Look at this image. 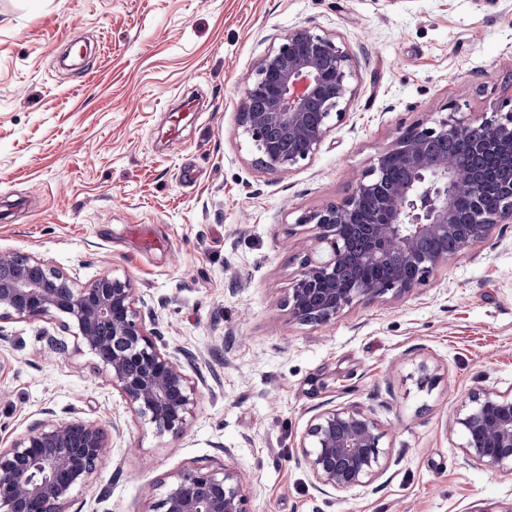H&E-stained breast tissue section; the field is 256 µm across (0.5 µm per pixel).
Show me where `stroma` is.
<instances>
[{
	"label": "stroma",
	"mask_w": 512,
	"mask_h": 512,
	"mask_svg": "<svg viewBox=\"0 0 512 512\" xmlns=\"http://www.w3.org/2000/svg\"><path fill=\"white\" fill-rule=\"evenodd\" d=\"M301 25L349 47L355 95L311 159L270 173L237 125L240 91ZM450 109L512 110V0H0V252L44 260L76 288L128 278L159 349L197 387L186 431L157 434L56 320L4 319L0 445L48 408L118 424L69 512H143L161 478L202 465L245 474L250 512L511 502L512 477L467 461L448 428L472 391L512 390V223L404 297L330 324H298L286 305L302 261L325 251L301 216ZM325 405L381 425L375 482L313 488L295 445Z\"/></svg>",
	"instance_id": "obj_1"
}]
</instances>
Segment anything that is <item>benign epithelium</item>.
I'll return each instance as SVG.
<instances>
[{
    "label": "benign epithelium",
    "instance_id": "obj_1",
    "mask_svg": "<svg viewBox=\"0 0 512 512\" xmlns=\"http://www.w3.org/2000/svg\"><path fill=\"white\" fill-rule=\"evenodd\" d=\"M353 55L310 26H297L255 67L241 91L238 126L268 172H290L312 158L355 95ZM459 142L460 153L437 144ZM512 111L464 118L448 112L403 131L341 200L302 216L327 254L307 258L288 289V313L302 325H326L358 302L401 297L425 285L448 257L468 252L512 223ZM399 161L404 176L392 180ZM500 205L483 207L485 189ZM468 203L465 211L459 202ZM382 265L385 274L345 286L346 274ZM0 320L51 315L96 358L129 408L160 435L182 434L196 387L178 359L146 330L130 280L102 276L76 290L41 259L0 252ZM453 430L467 458L512 476V391L480 389ZM379 424L358 407L312 417L300 454L321 492L365 486L383 473L387 449ZM112 454L108 429L73 417L35 422L0 448V512H68L73 493L91 486ZM244 478L229 468L190 467L171 476L165 494L143 512H249Z\"/></svg>",
    "mask_w": 512,
    "mask_h": 512
}]
</instances>
